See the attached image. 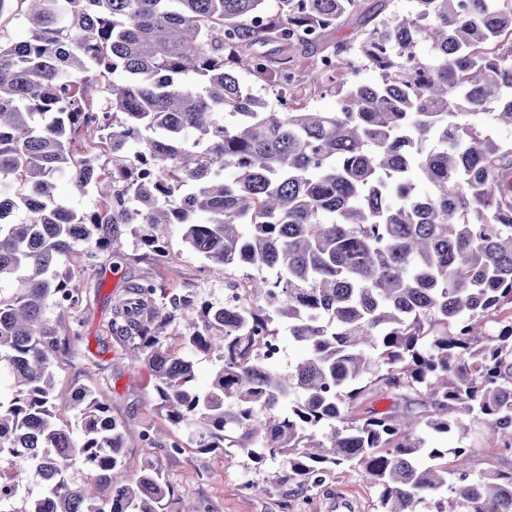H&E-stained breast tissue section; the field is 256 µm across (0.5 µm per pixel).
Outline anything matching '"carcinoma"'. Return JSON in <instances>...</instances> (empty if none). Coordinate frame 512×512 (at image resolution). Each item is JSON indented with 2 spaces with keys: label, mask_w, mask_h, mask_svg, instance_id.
Here are the masks:
<instances>
[{
  "label": "carcinoma",
  "mask_w": 512,
  "mask_h": 512,
  "mask_svg": "<svg viewBox=\"0 0 512 512\" xmlns=\"http://www.w3.org/2000/svg\"><path fill=\"white\" fill-rule=\"evenodd\" d=\"M11 2L0 18L29 33L0 40V512H197L152 462L125 479L122 425L94 391L55 390L80 338L78 319L62 337L48 316L80 301L61 267L95 258L114 224L160 266L157 229L182 225L240 292L197 309L145 282L112 307L111 334L194 450L279 459L300 492L359 465L380 512H512V470L476 474L475 449L426 440L468 415L512 453V320L493 318L512 304V141L495 133L512 129V0H411L307 71L294 57L360 0H20L16 16ZM242 71L287 104L270 109ZM305 81L338 109L290 104ZM64 173L97 211L59 203ZM179 317L183 347L224 351L205 389L166 343ZM278 321L303 350L285 371L259 350ZM375 395L387 410L356 411ZM141 442L184 452L149 428Z\"/></svg>",
  "instance_id": "1"
}]
</instances>
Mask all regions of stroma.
I'll list each match as a JSON object with an SVG mask.
<instances>
[{"label":"stroma","instance_id":"stroma-1","mask_svg":"<svg viewBox=\"0 0 512 512\" xmlns=\"http://www.w3.org/2000/svg\"><path fill=\"white\" fill-rule=\"evenodd\" d=\"M386 6L405 11L411 0H360L356 13L325 34L323 46L352 37L366 20ZM162 235L173 257L167 269L143 257L128 225H114L111 248L100 253L91 274L83 275L81 305L58 319L59 329H66L75 317L81 320L82 328L80 340L72 343L69 353L56 362L57 389H94L112 417L124 426L127 446L123 463L128 475L137 477L146 462L157 463L176 490L195 502L200 512H335L334 502L340 493L358 502L357 512H379L371 480L359 466L331 474L322 485L301 495L283 480L282 465L277 460L258 464L234 449L204 454L188 448L182 454L168 456L142 446L140 434L146 428L163 430L176 440L181 433L160 409L147 371L132 363L127 346L110 334L107 323L113 302L129 285L147 281L162 283L168 293L188 294L198 302H224L223 279L204 271V261L185 243L181 225H167ZM430 440L437 447L464 444L474 448V471L512 469V455L498 443L485 439L478 423L470 424L467 435L434 433ZM257 484L264 486V493L254 492Z\"/></svg>","mask_w":512,"mask_h":512}]
</instances>
